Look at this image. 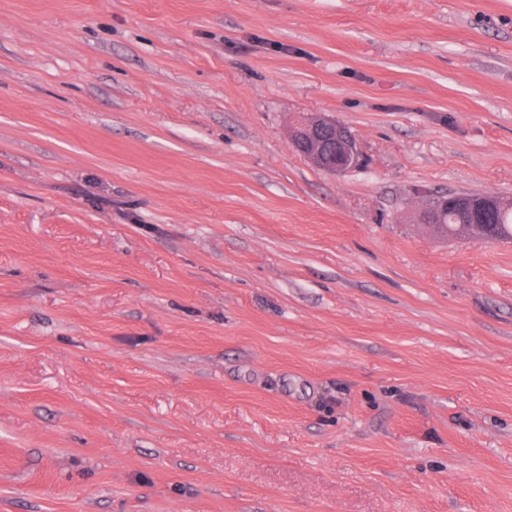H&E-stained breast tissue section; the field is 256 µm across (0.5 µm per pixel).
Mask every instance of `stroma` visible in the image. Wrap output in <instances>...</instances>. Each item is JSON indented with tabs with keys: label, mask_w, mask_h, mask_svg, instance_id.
I'll return each mask as SVG.
<instances>
[{
	"label": "stroma",
	"mask_w": 512,
	"mask_h": 512,
	"mask_svg": "<svg viewBox=\"0 0 512 512\" xmlns=\"http://www.w3.org/2000/svg\"><path fill=\"white\" fill-rule=\"evenodd\" d=\"M453 192L512 197V0H0V512H512ZM304 126L305 144L291 134L290 143L305 158L325 172L338 175L361 166L363 155L349 129L333 118L322 114L308 117ZM336 150V161H329L330 149Z\"/></svg>",
	"instance_id": "35a3bbf8"
}]
</instances>
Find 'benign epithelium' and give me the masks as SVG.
I'll return each mask as SVG.
<instances>
[{
	"mask_svg": "<svg viewBox=\"0 0 512 512\" xmlns=\"http://www.w3.org/2000/svg\"><path fill=\"white\" fill-rule=\"evenodd\" d=\"M302 139L290 138L291 146L305 158L325 172L338 175L361 166L363 155L349 129L333 118L322 114L308 117L303 123ZM336 150V160H330V149ZM456 206L465 215L490 212L498 205V200L490 194H454Z\"/></svg>",
	"mask_w": 512,
	"mask_h": 512,
	"instance_id": "obj_1",
	"label": "benign epithelium"
}]
</instances>
